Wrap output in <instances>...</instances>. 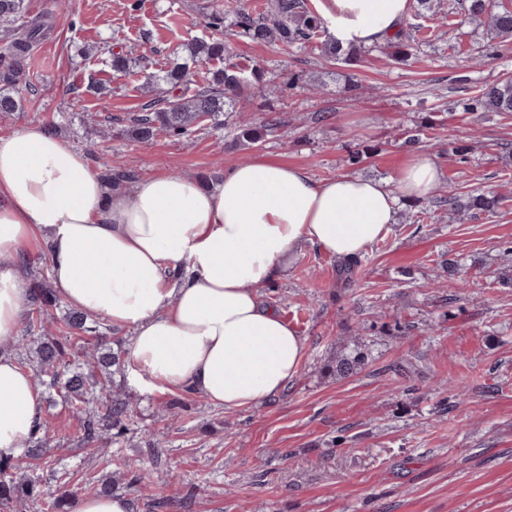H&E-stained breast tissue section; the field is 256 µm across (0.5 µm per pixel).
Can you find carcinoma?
<instances>
[{
  "label": "carcinoma",
  "instance_id": "carcinoma-1",
  "mask_svg": "<svg viewBox=\"0 0 512 512\" xmlns=\"http://www.w3.org/2000/svg\"><path fill=\"white\" fill-rule=\"evenodd\" d=\"M465 20L487 28L490 34L512 41V9L498 0H458ZM236 35L252 42L277 40L286 45L315 47L321 54L356 62L361 56L357 47L343 48L331 39H322L325 33L321 19L312 13L305 0H267L260 11H253L244 3L234 5ZM202 25L211 35L195 38L188 51L190 57L205 62L219 61L222 67L205 73L202 81L191 79L187 63L176 56L166 67L148 75L154 97L142 105V112L133 119L128 132L141 140H150L160 133L184 136L199 124L217 121L226 112L236 111L244 90L261 80V72L251 69L245 73L232 62L228 45L221 35L224 11L214 10L203 16ZM53 25L47 13L30 14L27 0H0V112H18L22 108L17 97L27 77V61L33 48L49 38ZM394 53L411 55L410 33L401 27L386 38ZM106 64L117 75H135L132 58L123 50L109 51ZM466 112H512V80L486 85L478 97L465 104ZM281 121L268 117L257 125L249 117L238 122L239 139L255 144L266 132L280 127ZM499 203L493 193H473L461 197L448 191V212L457 217L463 212H491ZM35 307L30 313L26 335L12 346L18 351L19 364L32 366L34 379L39 385L56 394L69 406L83 428V441L92 445L102 438L91 410L95 409L108 419L115 437L127 430L126 420L131 415L132 401L111 393L110 376L123 370L122 350L106 347L107 333L100 323L87 325V316L72 311L63 318L66 327L76 335L90 334L94 342L85 346L80 356H72L67 347L53 336L57 327L56 311L59 298L54 289L42 281L33 290ZM364 364L362 352L353 349L336 356L335 372L339 377L357 373ZM51 423L43 421L38 434L24 442L27 458L39 455L49 439ZM14 461L0 460V508L7 509L21 495H32L36 485L16 481ZM72 491L60 483L57 494L50 502L52 512H68Z\"/></svg>",
  "mask_w": 512,
  "mask_h": 512
}]
</instances>
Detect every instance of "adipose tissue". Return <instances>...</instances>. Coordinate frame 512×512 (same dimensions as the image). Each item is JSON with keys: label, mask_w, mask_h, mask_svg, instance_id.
I'll return each instance as SVG.
<instances>
[{"label": "adipose tissue", "mask_w": 512, "mask_h": 512, "mask_svg": "<svg viewBox=\"0 0 512 512\" xmlns=\"http://www.w3.org/2000/svg\"><path fill=\"white\" fill-rule=\"evenodd\" d=\"M341 45L395 33L409 0H312ZM440 178L427 154L396 188L354 175L316 180L293 165L241 163L216 183L158 175L109 190L83 152L41 127L0 135V343L16 336L23 263L47 246L50 277L72 308L132 330L127 369L151 391L202 394L225 412L259 407L300 371L305 342L260 288L301 247L353 259L398 221L399 201ZM43 419L32 372L0 353V458L19 459Z\"/></svg>", "instance_id": "adipose-tissue-1"}]
</instances>
